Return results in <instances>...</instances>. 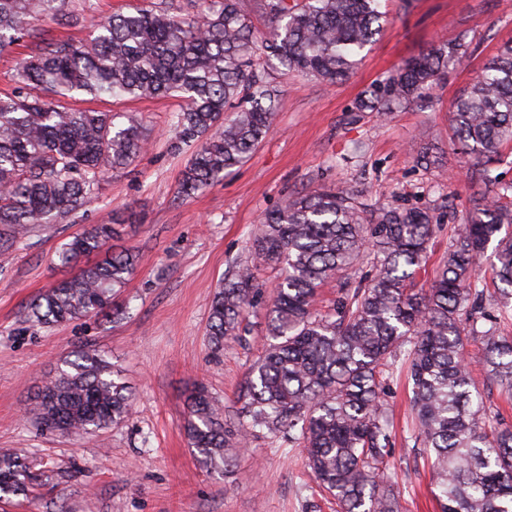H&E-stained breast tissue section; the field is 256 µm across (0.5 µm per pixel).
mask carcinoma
I'll return each mask as SVG.
<instances>
[{
	"mask_svg": "<svg viewBox=\"0 0 512 512\" xmlns=\"http://www.w3.org/2000/svg\"><path fill=\"white\" fill-rule=\"evenodd\" d=\"M273 26L254 35L243 0H183L137 6L96 25L77 43L43 32L23 59L14 90L0 97V252L23 243L37 224H58L98 197L109 172L146 148L141 126L62 97L157 99L177 96V144L193 151L177 194L187 198L246 162L268 136L275 88L265 66L335 84L353 73L381 36V0H252ZM64 0H0V51L30 36L40 18L78 23ZM469 43L434 45L376 83L356 111L391 112L419 102L434 107V88L461 62ZM453 132L471 177L491 187L468 223L450 238L431 287H417L428 260L433 215L386 207L347 189H318L266 213L248 240L250 263L224 277L209 316L212 348L242 342L243 322L263 293L258 271L280 267L265 306L269 343L243 390L242 422L233 430L223 406L199 386L187 395L185 437L200 465L228 469L258 432L288 434L303 448L336 512H402L397 482L382 466L390 445L385 380L405 354L413 385L415 444L425 448L440 512H512V424L484 404L465 361L468 338L484 346L488 378L512 393V336L484 307L474 271L504 225L512 183L492 184L489 166L512 140V47L489 62L454 103ZM119 234L92 224L55 253L75 275L24 307L41 328L92 315L119 314L117 293L133 274V249L94 262ZM373 273L354 277L364 256ZM501 314L512 311V236L494 251ZM343 280L336 304L319 308L321 288ZM132 388L88 346L77 350L35 396L30 411L48 431L81 436L124 422ZM38 478L18 453L0 452V503L34 502Z\"/></svg>",
	"mask_w": 512,
	"mask_h": 512,
	"instance_id": "carcinoma-1",
	"label": "carcinoma"
}]
</instances>
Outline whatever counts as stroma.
<instances>
[{"instance_id":"obj_1","label":"stroma","mask_w":512,"mask_h":512,"mask_svg":"<svg viewBox=\"0 0 512 512\" xmlns=\"http://www.w3.org/2000/svg\"><path fill=\"white\" fill-rule=\"evenodd\" d=\"M137 0H68L79 24L36 21L35 29L75 40L92 20L126 12ZM388 24L345 81L277 73L281 92L272 130L251 158L191 199L177 196L189 150L174 152L171 115L183 101L110 99L95 109L135 117L149 136L127 169L105 176L99 197L59 224L34 228L18 249L0 253V451L25 455L49 477L46 505L65 512H335L298 447L286 435L251 437L233 473L202 470L184 436L185 394L208 387L229 412L240 409L245 381L266 342L264 303L251 308L243 343L210 349L206 329L214 293L244 261L246 241L265 212L321 187L347 188L387 205L429 209L438 218L430 259L418 278L429 286L457 225L485 185L472 183L449 124L456 99L499 51L512 44V0H386ZM467 35L470 53L438 85L436 108L411 105L382 115L355 106L376 81L437 43ZM443 155V168L414 162L422 146ZM135 211L111 249L135 247L138 265L120 292L127 311L50 328L28 327L26 303L69 277L57 248L89 224ZM107 356L133 387L128 420L84 436L43 429L27 411L33 395L81 345ZM482 345L469 341L472 378L487 407L512 423V398L479 365ZM411 388L388 382L393 417L386 472L398 482L403 512H436L430 474L414 446Z\"/></svg>"}]
</instances>
